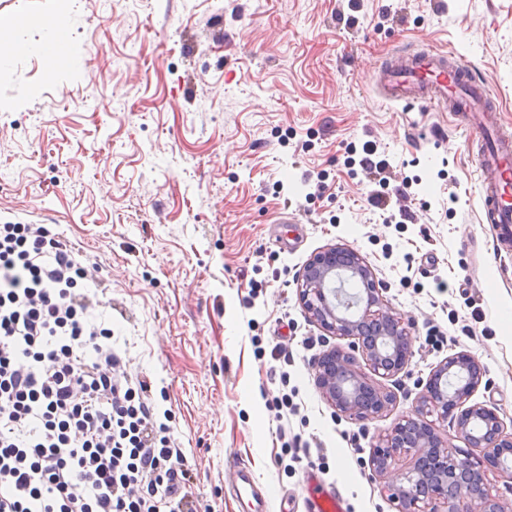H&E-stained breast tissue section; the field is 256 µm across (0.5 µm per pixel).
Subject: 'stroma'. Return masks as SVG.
<instances>
[{
    "label": "stroma",
    "mask_w": 512,
    "mask_h": 512,
    "mask_svg": "<svg viewBox=\"0 0 512 512\" xmlns=\"http://www.w3.org/2000/svg\"><path fill=\"white\" fill-rule=\"evenodd\" d=\"M57 6L0 0L20 43L0 62V224L50 225L95 272L94 319L149 379L200 512H237L235 460L269 512H306L311 471L344 512H396L372 438L461 350L512 427V253L479 221L476 151L454 113L373 82L393 51H452L512 129V0H69L62 54L36 23ZM369 141L415 181L405 223L367 203L350 159ZM330 245L366 258L414 338L396 405L364 423L318 389L339 340L297 300Z\"/></svg>",
    "instance_id": "1"
}]
</instances>
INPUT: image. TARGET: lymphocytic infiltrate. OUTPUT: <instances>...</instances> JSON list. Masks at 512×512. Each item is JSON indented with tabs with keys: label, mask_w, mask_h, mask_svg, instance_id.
<instances>
[{
	"label": "lymphocytic infiltrate",
	"mask_w": 512,
	"mask_h": 512,
	"mask_svg": "<svg viewBox=\"0 0 512 512\" xmlns=\"http://www.w3.org/2000/svg\"><path fill=\"white\" fill-rule=\"evenodd\" d=\"M359 161L387 210L389 164ZM86 269L45 224H0V512H197L190 466L157 424L150 381L125 382Z\"/></svg>",
	"instance_id": "lymphocytic-infiltrate-1"
}]
</instances>
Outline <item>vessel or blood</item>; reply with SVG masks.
<instances>
[{
    "label": "vessel or blood",
    "mask_w": 512,
    "mask_h": 512,
    "mask_svg": "<svg viewBox=\"0 0 512 512\" xmlns=\"http://www.w3.org/2000/svg\"><path fill=\"white\" fill-rule=\"evenodd\" d=\"M378 85L390 103H421L454 112L479 143L480 221L492 225L501 243L512 241V134L499 123L498 107L477 71L442 50L421 49L393 56L381 67ZM234 489L241 512H267L269 501L258 496L256 478L247 465L238 469ZM307 512H344L339 492L311 493Z\"/></svg>",
    "instance_id": "vessel-or-blood-1"
}]
</instances>
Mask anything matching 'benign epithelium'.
Instances as JSON below:
<instances>
[{
	"instance_id": "7a95c632",
	"label": "benign epithelium",
	"mask_w": 512,
	"mask_h": 512,
	"mask_svg": "<svg viewBox=\"0 0 512 512\" xmlns=\"http://www.w3.org/2000/svg\"><path fill=\"white\" fill-rule=\"evenodd\" d=\"M347 273L360 281L363 293L340 299L328 287ZM304 314L328 334L347 341L316 361V381L336 415L365 422L382 416L397 402L378 379L401 373L412 357L408 326L383 298L382 284L356 250L328 246L314 253L297 280ZM486 370L466 350L449 355L429 373L411 415L373 437L368 464L383 477L396 457L409 455L410 469L385 485L398 512H506L492 493L489 474L503 472L512 482V431L498 411L471 398ZM449 424L463 449L442 444L437 425Z\"/></svg>"
}]
</instances>
